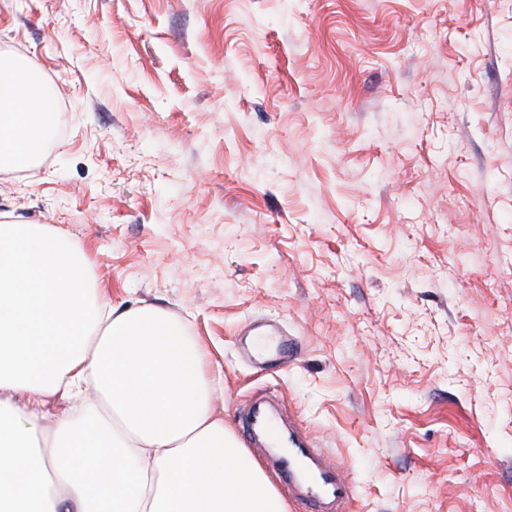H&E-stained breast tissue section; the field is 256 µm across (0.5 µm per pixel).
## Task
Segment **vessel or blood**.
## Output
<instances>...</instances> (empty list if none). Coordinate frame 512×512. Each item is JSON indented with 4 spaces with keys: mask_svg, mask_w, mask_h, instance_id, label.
I'll list each match as a JSON object with an SVG mask.
<instances>
[{
    "mask_svg": "<svg viewBox=\"0 0 512 512\" xmlns=\"http://www.w3.org/2000/svg\"><path fill=\"white\" fill-rule=\"evenodd\" d=\"M240 427L275 482L305 512H348L357 497L342 466L302 429L284 395L253 394L237 408Z\"/></svg>",
    "mask_w": 512,
    "mask_h": 512,
    "instance_id": "1",
    "label": "vessel or blood"
}]
</instances>
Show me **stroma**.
Instances as JSON below:
<instances>
[{
    "label": "stroma",
    "mask_w": 512,
    "mask_h": 512,
    "mask_svg": "<svg viewBox=\"0 0 512 512\" xmlns=\"http://www.w3.org/2000/svg\"><path fill=\"white\" fill-rule=\"evenodd\" d=\"M1 55L57 112L0 214L178 317L230 427L275 388L353 512H512V0H0Z\"/></svg>",
    "instance_id": "stroma-1"
}]
</instances>
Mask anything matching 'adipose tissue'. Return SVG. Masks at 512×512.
Returning a JSON list of instances; mask_svg holds the SVG:
<instances>
[{"mask_svg":"<svg viewBox=\"0 0 512 512\" xmlns=\"http://www.w3.org/2000/svg\"><path fill=\"white\" fill-rule=\"evenodd\" d=\"M56 107L34 62L0 58L1 169L31 165ZM90 265L56 229L0 222V512H288L214 412L204 346L100 300Z\"/></svg>","mask_w":512,"mask_h":512,"instance_id":"ef3b65f1","label":"adipose tissue"}]
</instances>
